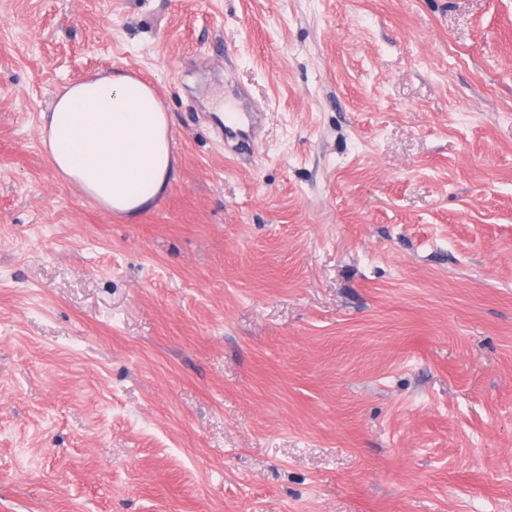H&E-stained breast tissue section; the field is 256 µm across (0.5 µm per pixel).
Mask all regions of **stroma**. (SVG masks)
Masks as SVG:
<instances>
[{
    "instance_id": "stroma-1",
    "label": "stroma",
    "mask_w": 512,
    "mask_h": 512,
    "mask_svg": "<svg viewBox=\"0 0 512 512\" xmlns=\"http://www.w3.org/2000/svg\"><path fill=\"white\" fill-rule=\"evenodd\" d=\"M110 72L132 222L40 139ZM0 512H512V0H0ZM40 136L67 182L127 220L161 199L177 164L162 100L147 82L127 74L71 84L44 112Z\"/></svg>"
}]
</instances>
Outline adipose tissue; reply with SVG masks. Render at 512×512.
Returning a JSON list of instances; mask_svg holds the SVG:
<instances>
[{
	"mask_svg": "<svg viewBox=\"0 0 512 512\" xmlns=\"http://www.w3.org/2000/svg\"><path fill=\"white\" fill-rule=\"evenodd\" d=\"M40 136L67 182L129 220L161 199L177 164L162 100L147 82L127 74L71 84L44 113Z\"/></svg>",
	"mask_w": 512,
	"mask_h": 512,
	"instance_id": "ef3b65f1",
	"label": "adipose tissue"
}]
</instances>
